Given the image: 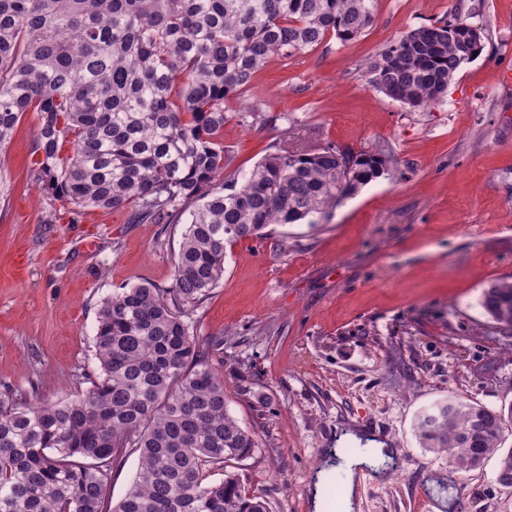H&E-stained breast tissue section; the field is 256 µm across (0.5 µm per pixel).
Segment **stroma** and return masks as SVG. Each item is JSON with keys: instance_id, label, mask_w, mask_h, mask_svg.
<instances>
[{"instance_id": "obj_1", "label": "stroma", "mask_w": 512, "mask_h": 512, "mask_svg": "<svg viewBox=\"0 0 512 512\" xmlns=\"http://www.w3.org/2000/svg\"><path fill=\"white\" fill-rule=\"evenodd\" d=\"M483 50L444 102L412 109L370 87L366 60L450 15ZM512 0H376L372 23L271 58L226 104L231 172L279 148L333 142L395 159L391 175L329 222L291 224L228 251L224 278L191 319L224 339L228 409L258 448L236 470L270 512H312L308 490L341 432L383 438L399 467L360 479V512H512L496 460L470 471L419 446L418 414L455 397L512 403V335L480 306L512 279ZM38 115L0 146V393L52 402L97 373L100 302L170 286L183 225L134 224L126 208L73 211L38 186Z\"/></svg>"}]
</instances>
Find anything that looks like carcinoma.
Segmentation results:
<instances>
[{
    "label": "carcinoma",
    "mask_w": 512,
    "mask_h": 512,
    "mask_svg": "<svg viewBox=\"0 0 512 512\" xmlns=\"http://www.w3.org/2000/svg\"><path fill=\"white\" fill-rule=\"evenodd\" d=\"M374 3L0 0V146L35 112L36 180L74 208L131 207L139 221L173 224L194 205L171 287H124L99 305L89 392L58 402L0 397V512H269L229 470L257 443L228 410L224 340L200 343L189 312L219 286L227 246L329 221L394 161L329 143L277 150L226 179L224 103L273 57H294L331 33L356 38ZM481 50L454 15L409 29L363 74L397 102L430 106ZM480 305L512 334V280L489 284ZM511 424L512 404L449 398L418 418L415 436L456 468L497 458L496 483L511 488ZM134 454V479L108 510L112 474ZM216 470L223 478L206 481Z\"/></svg>",
    "instance_id": "1"
}]
</instances>
